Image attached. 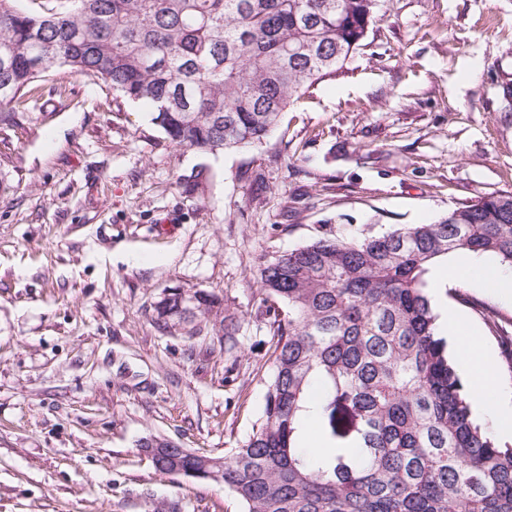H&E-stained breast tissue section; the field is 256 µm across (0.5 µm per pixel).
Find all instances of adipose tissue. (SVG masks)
I'll use <instances>...</instances> for the list:
<instances>
[{
    "label": "adipose tissue",
    "mask_w": 512,
    "mask_h": 512,
    "mask_svg": "<svg viewBox=\"0 0 512 512\" xmlns=\"http://www.w3.org/2000/svg\"><path fill=\"white\" fill-rule=\"evenodd\" d=\"M483 266L486 279L502 295L512 296V269L484 265L482 258L471 255L449 263L441 279L457 281L470 266ZM442 326L455 335L457 355L472 383V402L477 409L493 407L494 419L503 436L512 437V398L508 397L498 377L491 351L482 343L477 331L456 311L443 315Z\"/></svg>",
    "instance_id": "obj_1"
}]
</instances>
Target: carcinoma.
<instances>
[{
  "label": "carcinoma",
  "mask_w": 512,
  "mask_h": 512,
  "mask_svg": "<svg viewBox=\"0 0 512 512\" xmlns=\"http://www.w3.org/2000/svg\"><path fill=\"white\" fill-rule=\"evenodd\" d=\"M0 0V122L58 67L150 108L174 145L218 154L264 141L293 99L341 70L379 0ZM512 268V195L429 224L324 233L258 269L276 338L251 433L224 456L153 437L158 471L215 483L240 512H512V448L480 425L430 289L448 255ZM163 331L205 323L238 348L242 317L204 291L154 304ZM314 412L321 451L305 447Z\"/></svg>",
  "instance_id": "carcinoma-1"
}]
</instances>
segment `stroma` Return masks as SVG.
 <instances>
[{"mask_svg":"<svg viewBox=\"0 0 512 512\" xmlns=\"http://www.w3.org/2000/svg\"><path fill=\"white\" fill-rule=\"evenodd\" d=\"M512 0H382L345 71L259 144L173 146L146 106L63 68L0 123V512H238L158 472L161 436L216 456L264 404L275 341L253 275L333 230L431 223L512 194ZM208 170L193 192L182 178ZM201 289L244 319L237 357L153 305ZM464 315L512 389V301L466 270Z\"/></svg>","mask_w":512,"mask_h":512,"instance_id":"obj_1","label":"stroma"}]
</instances>
